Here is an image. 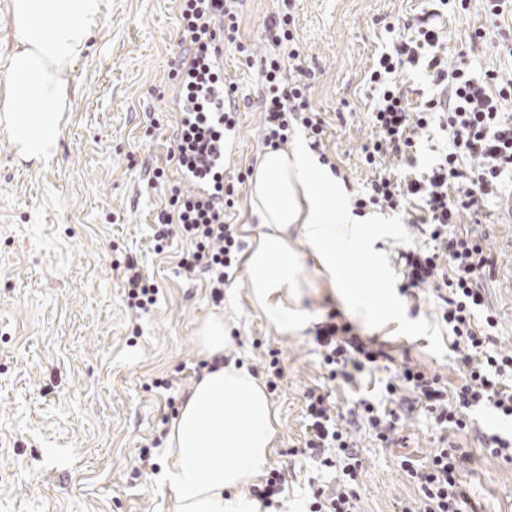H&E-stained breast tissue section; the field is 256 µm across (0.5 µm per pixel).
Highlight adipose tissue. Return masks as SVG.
<instances>
[{
	"label": "adipose tissue",
	"instance_id": "ef3b65f1",
	"mask_svg": "<svg viewBox=\"0 0 512 512\" xmlns=\"http://www.w3.org/2000/svg\"><path fill=\"white\" fill-rule=\"evenodd\" d=\"M19 46L0 75L7 103L0 126L19 157L44 163L53 158L65 110L67 75L103 17L102 0H12ZM35 101L20 114L14 103ZM336 181L304 146L269 148L249 183L251 214L261 231L244 262L254 302L273 326L287 331L288 300L302 286L303 266L292 246L300 233L316 259V271L342 295L368 304L371 294L344 278L336 252L353 237L358 221L337 212ZM199 345L218 358L181 406L168 433L163 480L173 493V512H263L258 499L239 495L257 479L273 448L276 418L264 384L236 362L225 361L230 334L221 315L197 328Z\"/></svg>",
	"mask_w": 512,
	"mask_h": 512
}]
</instances>
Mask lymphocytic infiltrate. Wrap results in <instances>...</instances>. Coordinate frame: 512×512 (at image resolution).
<instances>
[{
	"label": "lymphocytic infiltrate",
	"instance_id": "obj_1",
	"mask_svg": "<svg viewBox=\"0 0 512 512\" xmlns=\"http://www.w3.org/2000/svg\"><path fill=\"white\" fill-rule=\"evenodd\" d=\"M241 0H185L179 25L184 62L178 65V87L187 104L186 116L174 134L173 157L184 180L167 186L169 208L160 211L153 234L154 248L163 251L170 235L190 245L179 266L187 274L205 275L214 300H222L230 274L241 262L242 243L224 211L233 207L234 188L223 173L213 174L214 197L192 194L186 179L196 177L199 161L214 152L218 127L213 117L211 90L222 80L214 58L215 42L233 44L244 59L259 58L262 78L257 98L261 112V135L265 146L281 149L288 144L291 125L307 130L313 148H320L325 125L308 103L310 84L296 49L297 34L291 14L271 17L265 24L262 49L238 42ZM438 12H429L417 25V39L394 45L381 54L369 71L368 82L378 94L371 113L372 138L362 145V158L377 172L365 191L352 197L355 213L373 208L397 211L415 199L424 211L422 219L433 242L432 248L402 250V289L445 286L447 297L439 315L452 336V348L463 367V382L448 390L439 375L416 366L403 365L395 380L384 385V397L394 400L406 388L424 404L437 425L455 432L466 431L469 409L493 406L512 418V350L495 348L494 315L477 320L482 306L483 282L492 275L495 260L482 241L455 231L463 214H479L489 198L501 197L512 184V73L496 69L474 75L464 63L441 56ZM425 63L434 92L418 110H411L405 77L410 68ZM438 121L448 136V148L427 177L396 176L380 172L385 156L412 162V134ZM129 307L146 313L157 303L158 288L146 278L136 261L124 270ZM330 379L351 383L357 372L377 363L384 352L365 346L351 333L349 323L335 318L321 326L315 336ZM308 433L303 446L321 466L339 468L336 489L314 488L308 512H358V475L361 461L356 440L332 414L324 395L308 393L305 399ZM465 457L458 448L436 449L425 464L404 458L401 468L417 484L420 508L403 512H463L467 494L462 480Z\"/></svg>",
	"mask_w": 512,
	"mask_h": 512
}]
</instances>
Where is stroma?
Listing matches in <instances>:
<instances>
[{"mask_svg":"<svg viewBox=\"0 0 512 512\" xmlns=\"http://www.w3.org/2000/svg\"><path fill=\"white\" fill-rule=\"evenodd\" d=\"M435 0H244L240 41L258 42L264 22L287 9L298 50L311 75L310 104L326 125L324 150L352 198L373 180L361 147L371 134L377 94L367 72L397 41L416 36L415 21ZM440 8V7H437ZM448 58L473 73L512 71V54L472 46L476 29L512 40V0L490 17L482 0H447L440 8ZM100 28L75 60L53 159H20L0 140V512H170L172 492L162 480L168 432L199 376L205 358L197 343L199 322L223 314L237 364L265 378L269 350L279 353L283 377L269 398L277 417L268 469L280 471L284 490L273 512H305L310 485L333 484L334 475L303 455L307 435L305 395H328L339 422L360 400L390 410L382 388L398 364L440 375L448 387L463 373L438 299L428 291L402 292L399 249L430 247L412 232L422 214L417 202L401 211H369L360 239L342 245L346 280L364 285L375 303L354 306L325 284L303 238L294 247L308 272L293 299L294 321L279 332L252 304L244 270H236L221 302L201 277L179 268L187 244L176 238L161 254L153 249L156 216L166 199L151 183L153 168L174 173L175 114L172 68L182 52L179 0H104ZM224 78L249 106L240 115L236 177L238 203L227 221L244 244L258 230L248 181L263 150L258 63L234 48L224 50ZM417 162L406 168L385 158L396 175L426 176L446 145L438 127L417 131ZM458 231L482 239L496 261L484 282L485 307L498 320L496 346L512 349V223L491 206L480 217L464 214ZM133 257L158 287V303L144 315L127 305L117 260ZM355 334L390 356L387 366L366 367L355 383L328 380L320 365L316 331L331 311ZM169 389L155 388L156 380ZM469 433L444 434L423 408L403 417L398 441L382 447L353 425L363 466L359 512H400L419 497L400 467V456L418 460L443 443L469 459L463 481L466 512H512V462L490 457L483 438L512 435V424L488 408L474 410Z\"/></svg>","mask_w":512,"mask_h":512,"instance_id":"stroma-1","label":"stroma"}]
</instances>
